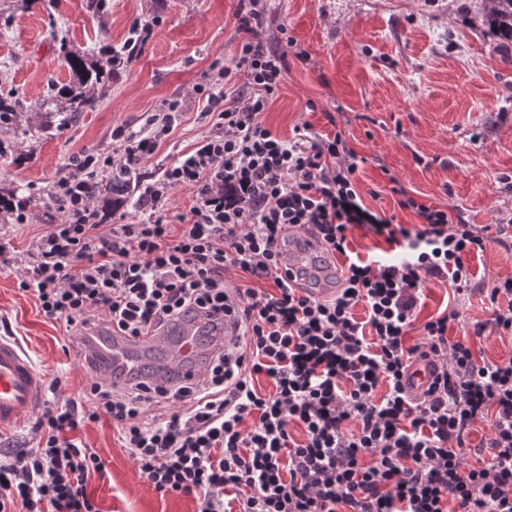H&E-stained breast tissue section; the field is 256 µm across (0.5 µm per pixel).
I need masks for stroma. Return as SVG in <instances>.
Instances as JSON below:
<instances>
[{"mask_svg":"<svg viewBox=\"0 0 512 512\" xmlns=\"http://www.w3.org/2000/svg\"><path fill=\"white\" fill-rule=\"evenodd\" d=\"M260 37L291 36L288 71L264 116L288 138L296 126L341 132L364 157L356 174L367 205L416 224L399 210L390 178L419 201L461 213L477 225H512V51L503 52L485 23L488 0H261ZM89 0H0V97L19 101L15 125L0 128V193L27 198L32 223L0 212V245L12 261L0 267V322L48 380L41 399L77 401L90 384L76 330L40 314L19 282L34 241L54 220L44 202L74 171L82 152L116 156L113 128H144L169 101L182 115L170 138L134 177L150 176L188 151L211 126L195 86L212 65L231 68L226 92L245 80L235 67L244 38L235 16L244 0H104L98 16ZM158 20L130 66L114 71L93 109L64 120L37 108L73 76L69 51L99 54L122 48L138 20ZM307 60H299L298 52ZM475 281L512 277V254L497 245L469 256ZM455 309L450 339L468 337L477 358H512V335L471 334L488 318L480 297L459 298L447 285H427L421 319ZM105 463L87 491L101 512H195L188 496H160L140 478L109 418L74 434Z\"/></svg>","mask_w":512,"mask_h":512,"instance_id":"stroma-1","label":"stroma"}]
</instances>
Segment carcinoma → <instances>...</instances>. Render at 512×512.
<instances>
[{
	"label": "carcinoma",
	"mask_w": 512,
	"mask_h": 512,
	"mask_svg": "<svg viewBox=\"0 0 512 512\" xmlns=\"http://www.w3.org/2000/svg\"><path fill=\"white\" fill-rule=\"evenodd\" d=\"M487 24L505 49L512 47V0H489L486 12ZM66 63L75 81L57 91L51 101L53 111L68 113L74 117L93 107L99 100V86L105 83V78L112 75V70L120 68L112 58L106 56L93 61L89 56L79 52L66 55ZM129 171L121 168L112 173L109 182L104 183L98 178H90L84 183V188L96 195L112 196V204L120 207L125 202L128 190Z\"/></svg>",
	"instance_id": "1"
}]
</instances>
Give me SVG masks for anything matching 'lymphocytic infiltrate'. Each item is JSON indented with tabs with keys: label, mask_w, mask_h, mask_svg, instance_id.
Masks as SVG:
<instances>
[{
	"label": "lymphocytic infiltrate",
	"mask_w": 512,
	"mask_h": 512,
	"mask_svg": "<svg viewBox=\"0 0 512 512\" xmlns=\"http://www.w3.org/2000/svg\"><path fill=\"white\" fill-rule=\"evenodd\" d=\"M248 2L237 15L244 84L227 97L218 87L230 71L216 67L196 87L212 126L141 181L137 223L104 227L81 184L155 154L180 116L175 103L140 134L113 129L121 157L85 154L57 183L51 199L64 220L38 237L19 283L45 318L86 340L102 330L161 339L190 314L206 318L210 343L228 316L239 338L205 359L195 385L155 389L129 369L124 382L93 381L83 404L46 408L38 447L0 451V512H100L87 484L104 462L72 433L104 415L140 477L161 495L193 496L196 512H452V502L453 512H512V359L481 361L465 339L449 340L458 310L418 320L426 285L446 282L488 302L474 335H511L512 278L474 282L466 260L492 244L511 251L512 238L419 202L396 181L398 207L419 219L397 224L365 204L355 179L362 160L341 133L305 124L285 139L267 128L287 54L256 41L263 9ZM181 186L193 201L173 224L169 197ZM355 228L397 258L352 254ZM306 236L345 260L334 296H314L309 273L288 266L287 246ZM417 359L435 371L415 400L403 378ZM261 376L271 392L258 391ZM486 419L483 460L468 465L467 438Z\"/></svg>",
	"instance_id": "f902f5d3"
}]
</instances>
